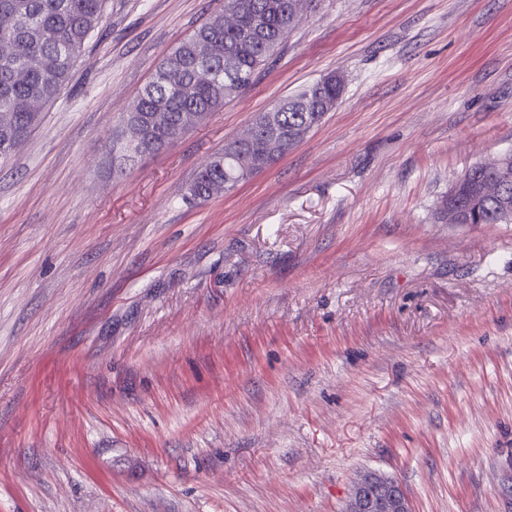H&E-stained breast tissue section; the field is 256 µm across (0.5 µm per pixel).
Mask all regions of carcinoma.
<instances>
[{
	"instance_id": "1",
	"label": "carcinoma",
	"mask_w": 512,
	"mask_h": 512,
	"mask_svg": "<svg viewBox=\"0 0 512 512\" xmlns=\"http://www.w3.org/2000/svg\"><path fill=\"white\" fill-rule=\"evenodd\" d=\"M313 0H224L223 9L174 47L156 68L152 80L121 118L139 127L146 140L143 153H153L182 137L186 112L201 117L224 106L250 87L257 72L278 53L284 39L301 22L300 7ZM106 0H0V39L13 46L0 58V162L7 161L41 121V108L69 85L71 71L88 39L103 21ZM238 14L237 28L224 26V11ZM213 73L203 78L200 64ZM28 65L24 79L15 78ZM344 79L329 73L255 115L252 124L265 130L258 139L237 137L224 143L190 185L194 201L212 191L228 192L245 182L244 169L271 161V140L308 132L336 108ZM472 186L461 205L443 198L439 219L460 207L472 224H511L512 191L492 188L491 174L474 165L462 175Z\"/></svg>"
}]
</instances>
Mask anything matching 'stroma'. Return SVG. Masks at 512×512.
<instances>
[{
  "label": "stroma",
  "mask_w": 512,
  "mask_h": 512,
  "mask_svg": "<svg viewBox=\"0 0 512 512\" xmlns=\"http://www.w3.org/2000/svg\"><path fill=\"white\" fill-rule=\"evenodd\" d=\"M222 0H107L0 164V512H512V224L435 217L512 152V0H314L254 84L112 174L156 66ZM337 72L304 139L190 184ZM344 90V79L338 73H329L320 80L301 88L295 95L277 101L270 109L259 112L251 125L263 127L266 137L255 139L241 137L225 142L224 149L215 153L209 164L198 174L190 185L188 195L194 201H206L212 197V190L218 188L233 191L238 185L264 170L271 162V140L293 137L286 142L279 141L274 156L286 155L300 141L294 137L301 132H310L319 125L327 112L336 108ZM263 165V166H255ZM345 512H412L410 501L395 479L368 472L359 477Z\"/></svg>",
  "instance_id": "35a3bbf8"
}]
</instances>
